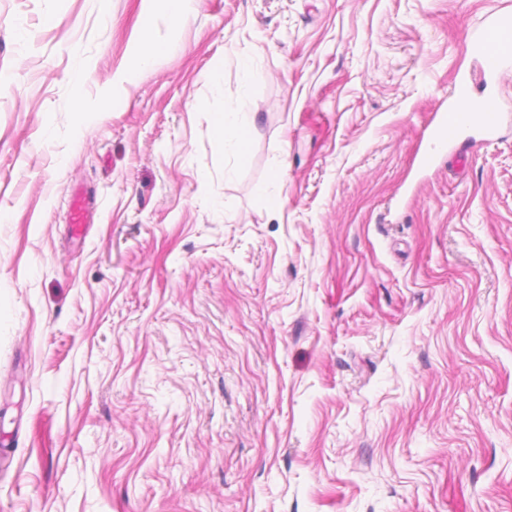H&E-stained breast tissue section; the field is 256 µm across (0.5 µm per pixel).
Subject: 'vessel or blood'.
<instances>
[{"label": "vessel or blood", "instance_id": "vessel-or-blood-1", "mask_svg": "<svg viewBox=\"0 0 512 512\" xmlns=\"http://www.w3.org/2000/svg\"><path fill=\"white\" fill-rule=\"evenodd\" d=\"M481 57L484 72L494 76L512 62V13L496 15L477 34L473 43ZM501 121L498 101L493 96L474 99L467 81H459L452 94L446 113L434 115L431 120L430 140L445 147L458 142L473 127L485 133H494ZM88 219L87 199L75 194L71 200L69 223L74 234H81Z\"/></svg>", "mask_w": 512, "mask_h": 512}]
</instances>
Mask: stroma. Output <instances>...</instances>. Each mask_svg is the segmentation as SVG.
<instances>
[{"label": "stroma", "mask_w": 512, "mask_h": 512, "mask_svg": "<svg viewBox=\"0 0 512 512\" xmlns=\"http://www.w3.org/2000/svg\"><path fill=\"white\" fill-rule=\"evenodd\" d=\"M502 7L0 0V512H512ZM472 47L482 59L484 73L497 75L512 59V13L491 19L479 31ZM477 110V112H474ZM501 121V111L495 97L487 95L480 101L472 96L465 78H462L448 103V113H435L430 142L441 147L458 142L474 126L480 127L486 134H492ZM84 194L77 193L72 197L69 210V224L75 235L82 233L84 225L87 224L88 207Z\"/></svg>", "instance_id": "stroma-1"}]
</instances>
